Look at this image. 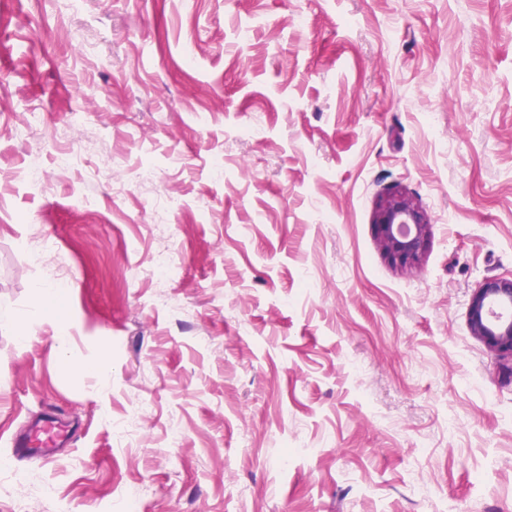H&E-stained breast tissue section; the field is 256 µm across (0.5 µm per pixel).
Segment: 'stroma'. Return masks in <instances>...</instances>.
<instances>
[{"label":"stroma","mask_w":512,"mask_h":512,"mask_svg":"<svg viewBox=\"0 0 512 512\" xmlns=\"http://www.w3.org/2000/svg\"><path fill=\"white\" fill-rule=\"evenodd\" d=\"M511 275L512 0H0V512H512V356L468 320ZM49 408L68 445L12 458ZM374 224L384 252L397 265L417 263L428 248L427 216L404 189L396 188L378 200Z\"/></svg>","instance_id":"35a3bbf8"}]
</instances>
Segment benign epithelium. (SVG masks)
Here are the masks:
<instances>
[{
    "mask_svg": "<svg viewBox=\"0 0 512 512\" xmlns=\"http://www.w3.org/2000/svg\"><path fill=\"white\" fill-rule=\"evenodd\" d=\"M374 224L384 252L397 265L417 263L428 248L427 216L401 188L388 192L378 200ZM493 301L512 303V277L483 281L470 301V328L491 348L512 354V322L493 323L488 319L489 305Z\"/></svg>",
    "mask_w": 512,
    "mask_h": 512,
    "instance_id": "obj_1",
    "label": "benign epithelium"
}]
</instances>
